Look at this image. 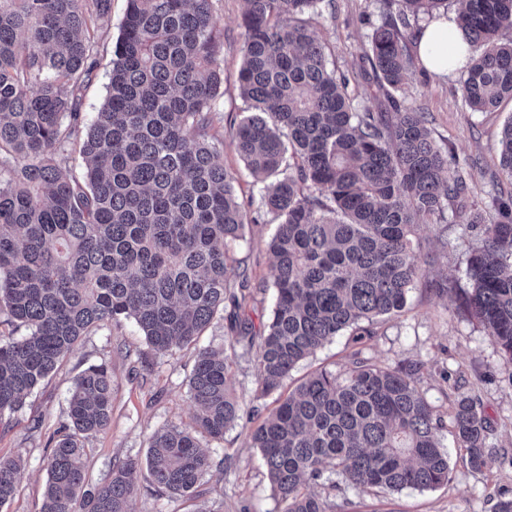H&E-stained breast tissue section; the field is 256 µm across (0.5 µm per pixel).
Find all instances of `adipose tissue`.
I'll return each mask as SVG.
<instances>
[{"label": "adipose tissue", "mask_w": 512, "mask_h": 512, "mask_svg": "<svg viewBox=\"0 0 512 512\" xmlns=\"http://www.w3.org/2000/svg\"><path fill=\"white\" fill-rule=\"evenodd\" d=\"M414 50L426 70L445 76L453 62L464 59L467 42L455 20L442 18L423 26L415 37Z\"/></svg>", "instance_id": "ef3b65f1"}]
</instances>
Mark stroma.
Masks as SVG:
<instances>
[{"mask_svg": "<svg viewBox=\"0 0 512 512\" xmlns=\"http://www.w3.org/2000/svg\"><path fill=\"white\" fill-rule=\"evenodd\" d=\"M382 7V0H324L323 16L314 27L315 36L327 47L331 64L349 79L361 106L374 112L387 111L388 105L382 98L369 96L373 73L361 57ZM243 9V0H215L224 32L223 83L216 102L215 128L227 141L245 108L238 89ZM125 10L126 0H112L111 19L99 31L102 74L84 93L85 121H93L105 102V73L111 67ZM403 96L422 106L439 146H452L460 159L471 161L467 204L487 209L493 196L512 191V182L499 173V138L504 122L512 116L511 100L503 101L495 112L469 111L461 100L458 75L439 76L427 71L410 78ZM219 161L234 172L235 194L249 211L244 237L229 244L228 255L246 273L253 296L246 313L259 333L265 329L274 303L268 289L272 270L268 243L277 222L257 209L259 186L232 146H225ZM419 241L425 262L408 294L406 308L375 322V335L363 347H356L350 333L336 336L300 361L286 386L294 388L319 368L345 373L357 350L379 365L420 363L417 388L437 413L449 416L458 400L469 397L489 419L492 429L486 439L487 463L473 468L446 429L441 442L448 452L447 484L433 490L406 489L386 495L342 481L332 490L323 481L314 490L326 498L329 512H495L499 499L512 496V367L505 364L484 327L457 312L459 290L467 285L465 268L479 243V232L465 224H426L419 231ZM444 279L454 289L437 293L434 284ZM103 361L112 372V418L108 429L86 444L92 482L106 479L115 460L145 457L148 439L155 431L169 426L194 430L195 408L188 388L192 351L155 356L131 319L99 329L37 387L21 411L0 418V458L19 457L24 462L18 492L0 506V512H39L46 482L45 458L65 420L73 381L88 366ZM257 374L251 355L239 357L231 368L230 388L246 411L223 439L203 438L213 466L201 482L199 497L174 499L144 482L134 501L135 512H195L201 504L210 512H278L261 453L250 439L275 406L274 397L255 399Z\"/></svg>", "mask_w": 512, "mask_h": 512, "instance_id": "obj_1", "label": "stroma"}]
</instances>
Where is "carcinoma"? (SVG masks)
Returning a JSON list of instances; mask_svg holds the SVG:
<instances>
[{
  "instance_id": "cac0c4a2",
  "label": "carcinoma",
  "mask_w": 512,
  "mask_h": 512,
  "mask_svg": "<svg viewBox=\"0 0 512 512\" xmlns=\"http://www.w3.org/2000/svg\"><path fill=\"white\" fill-rule=\"evenodd\" d=\"M325 0H244L238 75L248 115L232 144L263 183L259 208L279 220L269 243L275 304L257 335L244 274L226 247L249 215L232 172L217 162L214 126L224 34L214 0H127L113 47L107 98L84 126L83 92L98 72L97 32L112 0H0V417L92 332L133 319L161 356L195 348L188 386L201 433L214 440L240 417L228 390L237 349L254 352L256 395L281 388L303 359L353 330L401 312L420 275L423 224L477 226L460 311L477 319L512 366V194L494 216L451 205L470 164L434 141L420 108L401 97L416 70L408 29L447 0H384L365 59L389 112L356 106L311 27ZM469 55L457 68L472 112L512 100V0H458ZM500 168L512 181V119ZM77 151L84 175L63 173ZM233 314L222 348L198 336ZM356 359L344 374H311L252 432L280 512H328L311 485L331 472L384 493L448 482L445 422L416 386L420 364ZM112 416V373L93 364L73 382L63 434L47 456L40 512H133L140 479L172 498L196 491L212 466L177 426L149 438L91 485L85 441ZM451 423L471 465L486 463L488 425L471 399ZM21 459L0 458V505L18 490Z\"/></svg>"
}]
</instances>
